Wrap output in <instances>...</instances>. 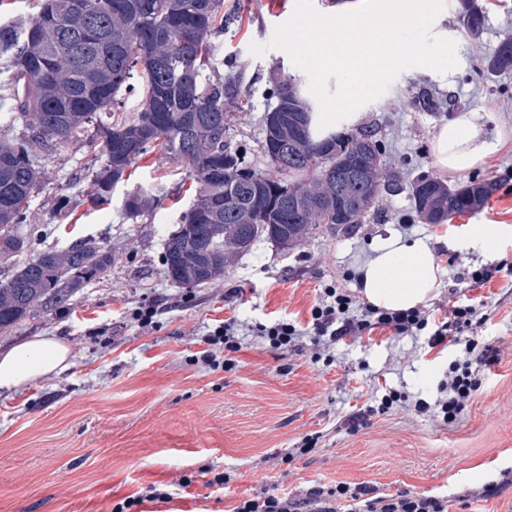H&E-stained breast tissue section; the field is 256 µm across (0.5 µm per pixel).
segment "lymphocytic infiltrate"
I'll return each instance as SVG.
<instances>
[{
	"label": "lymphocytic infiltrate",
	"instance_id": "f902f5d3",
	"mask_svg": "<svg viewBox=\"0 0 512 512\" xmlns=\"http://www.w3.org/2000/svg\"><path fill=\"white\" fill-rule=\"evenodd\" d=\"M477 308L471 303L454 305L448 315L437 317L425 308L389 311L371 305L358 306L355 295L340 288L322 289L311 309L307 324L279 319L252 326L253 335L262 338L269 349L288 353L296 350L303 337H310L320 350L335 348L344 339L359 338L384 330L393 336H424L428 349H456L457 357L448 366V376L438 388L434 402L415 401L413 410L442 423H454L467 402L480 390L488 363L487 350L477 337H462L465 327L481 326ZM239 325L228 319L218 323L203 338L200 352L210 368L234 366V353L241 348ZM233 512H448V502L436 496L401 491L378 494L368 486L333 488L314 486L301 497L279 496L266 491L241 497Z\"/></svg>",
	"mask_w": 512,
	"mask_h": 512
}]
</instances>
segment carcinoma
Here are the masks:
<instances>
[{
	"instance_id": "carcinoma-1",
	"label": "carcinoma",
	"mask_w": 512,
	"mask_h": 512,
	"mask_svg": "<svg viewBox=\"0 0 512 512\" xmlns=\"http://www.w3.org/2000/svg\"><path fill=\"white\" fill-rule=\"evenodd\" d=\"M29 19L0 21V87L9 106L0 128L25 119L27 131L0 138V264L32 247V198L44 184L41 161L69 144H82L104 164L93 174L94 201L108 202L136 160L159 151L183 162L196 184L195 202L164 239L168 280L199 287L224 277L240 253L267 240L283 249L299 245L322 224L362 223L383 194L399 188L386 149L372 131L359 132L353 148L344 134L318 135L312 105L290 76L268 95L277 105L265 114L258 171L247 151L226 139L229 113L243 107L250 89L238 75L211 78L205 70L224 34L241 27L237 6L224 0H37ZM467 30L485 22L480 0H461ZM487 73L512 72V40L489 56ZM137 93L130 116L115 118L121 96ZM369 138L380 163L364 150ZM288 145V167L275 170L269 150ZM497 188L493 181L458 187L429 175L410 184L412 205L424 224L479 209ZM159 199L127 193L125 214L141 216ZM112 266V250L95 238L50 247L16 266L0 281V331L36 308L57 305Z\"/></svg>"
}]
</instances>
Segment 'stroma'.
Masks as SVG:
<instances>
[{
    "mask_svg": "<svg viewBox=\"0 0 512 512\" xmlns=\"http://www.w3.org/2000/svg\"><path fill=\"white\" fill-rule=\"evenodd\" d=\"M236 2L243 26L224 35L211 74L226 76L222 61L231 56L243 65L249 104L232 110L229 133L261 168L262 118L275 105L267 91L283 75L299 73L286 51L270 45L295 0ZM485 7V25L471 35L459 21L458 0H445L433 31L455 41L457 69L405 70L363 107L360 126L384 142L402 192L385 195L362 223L317 229L293 249L259 243L236 256L215 283L178 287L162 266L164 237L194 198L183 165L157 154L137 160L110 204L100 207L91 194L101 158L70 145L46 159V185L29 213L35 250L88 236L111 247L113 262L66 303L39 309L0 333V350L44 333L70 348V364L59 375L0 392V512H112L119 500L151 484L168 498L143 503V512H232L250 492L299 497L312 486L340 483L442 497L450 512H512V486L484 491L512 471V285L505 280L469 293L484 302L481 342L492 361L481 390L450 426L410 409L416 399H435L450 359L409 337L377 330L321 354L305 339L282 357L246 336L234 368L213 370L196 361L200 339L216 321L304 322L324 286L361 295L360 272L372 246L393 236L432 243L443 274L426 303L430 310L451 309L454 272L512 263L511 238L491 254L463 242L469 225H512V74L479 72L483 58L512 39V0H485ZM255 43L266 52L253 54ZM425 92L448 102L424 111ZM469 111L485 114L498 145L480 165L443 171L430 155V140L440 124ZM422 172L451 185L474 179L504 185L478 212L424 224L407 191ZM136 188L152 190L162 203L131 219L123 201ZM60 195L73 199L62 216L54 213ZM451 254L458 257L453 268ZM150 301L162 312L154 327L144 328L134 311ZM388 388L402 402L351 429L349 419ZM309 434L320 437L316 449L288 460ZM208 467L229 475V482L208 485L198 476ZM184 476L190 486L180 485Z\"/></svg>",
    "mask_w": 512,
    "mask_h": 512,
    "instance_id": "1",
    "label": "stroma"
}]
</instances>
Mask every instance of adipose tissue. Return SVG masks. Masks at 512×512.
Listing matches in <instances>:
<instances>
[{
  "instance_id": "obj_1",
  "label": "adipose tissue",
  "mask_w": 512,
  "mask_h": 512,
  "mask_svg": "<svg viewBox=\"0 0 512 512\" xmlns=\"http://www.w3.org/2000/svg\"><path fill=\"white\" fill-rule=\"evenodd\" d=\"M484 115L469 112L442 124L430 141L437 167L461 171L482 163L491 153ZM441 269L428 242L386 239L377 245L362 267L360 285L370 304L388 310H406L426 302L435 291ZM70 349L60 337H30L0 351V391L9 392L22 383L64 370Z\"/></svg>"
}]
</instances>
